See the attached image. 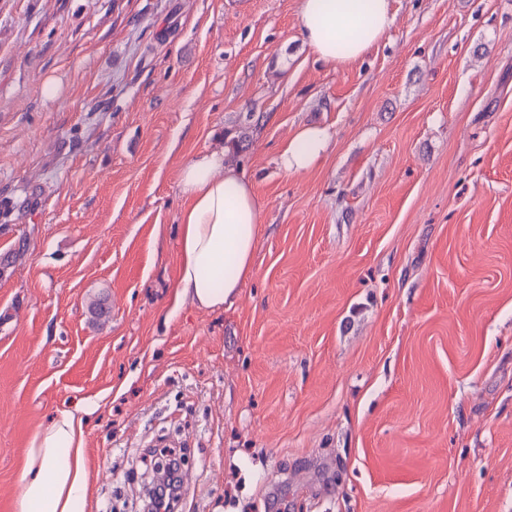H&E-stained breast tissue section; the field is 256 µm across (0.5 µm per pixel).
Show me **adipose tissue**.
<instances>
[{
	"mask_svg": "<svg viewBox=\"0 0 512 512\" xmlns=\"http://www.w3.org/2000/svg\"><path fill=\"white\" fill-rule=\"evenodd\" d=\"M394 24L391 0H300L299 25L309 51L327 64L366 55ZM331 137L305 127L286 142L279 164L289 174L314 168ZM186 204L179 217L177 300L217 309L232 301L252 274L261 234V206L242 170L213 150L188 159L179 176ZM90 476L81 408L60 412L32 435L20 477L16 512H75L86 503Z\"/></svg>",
	"mask_w": 512,
	"mask_h": 512,
	"instance_id": "obj_1",
	"label": "adipose tissue"
}]
</instances>
